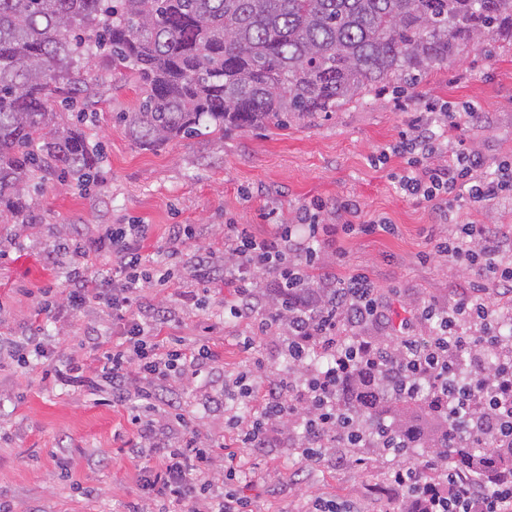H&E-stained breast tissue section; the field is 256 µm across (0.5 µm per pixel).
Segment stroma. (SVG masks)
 <instances>
[{"label": "stroma", "mask_w": 512, "mask_h": 512, "mask_svg": "<svg viewBox=\"0 0 512 512\" xmlns=\"http://www.w3.org/2000/svg\"><path fill=\"white\" fill-rule=\"evenodd\" d=\"M83 75L95 89L77 123L100 156L93 181L76 178L31 179L14 214L0 205V336L36 332L57 347L49 364L33 362L26 371L0 367V502L13 512H127L138 504L145 512H166L168 505L149 498L140 485L144 460L132 457L128 443L137 436L132 402L113 403L108 389H92L66 379H47L44 368L67 370L70 362H88L120 342L122 324L111 310L94 302L80 311L63 306L38 323L34 307L40 289L62 288L71 269L63 243L88 241L107 224H146V268L152 276L134 303L138 317L153 306L168 308L159 324L160 339H179L186 347L208 344L214 361L196 376L172 379L168 394L180 403L186 425L167 409L152 418L171 444H180L185 428L210 439L213 453H236L241 476L236 491L251 500L254 512H309L314 499L335 502L342 512H399L403 492L388 478L390 464L375 449L332 442L314 460L293 447L295 432L275 433L268 447H241L226 410L237 415L257 411L260 402L226 395L225 386L252 371L259 391L290 374L281 347L280 327L257 336L267 308L233 320L224 317V301L233 295L224 285V227L243 224L255 235L278 224H293L300 209L318 200L326 205L327 224H361L382 219L392 232L339 233L336 248H325L316 274L338 277L364 272L378 290L385 316L363 326L368 336L400 333L427 335L417 312L434 304L450 307L471 291L475 270L435 255L433 246L448 234L434 205L406 197L394 179L405 161L374 155L407 131L414 118L429 121L440 142L463 139L483 157L484 173L512 157V42L495 35L460 47L432 67L415 87L396 92L392 85L321 118L295 119L284 128L226 130L223 136L177 140L157 149L136 145L116 115L137 109L134 74L115 69L109 55L83 60ZM410 102L401 112L396 101ZM475 104L476 121L451 130L432 120L430 106ZM353 209H343V202ZM458 222L490 224L503 256L512 255V199L481 206L468 198L455 204ZM187 224L191 236L179 246L178 259L167 256L172 227ZM208 258L215 273L199 293L194 267ZM256 335L245 350V336Z\"/></svg>", "instance_id": "obj_1"}]
</instances>
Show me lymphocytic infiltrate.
Wrapping results in <instances>:
<instances>
[{"label":"lymphocytic infiltrate","instance_id":"1","mask_svg":"<svg viewBox=\"0 0 512 512\" xmlns=\"http://www.w3.org/2000/svg\"><path fill=\"white\" fill-rule=\"evenodd\" d=\"M413 131V137L398 148L399 154L408 158V168L399 180L406 194L435 204L442 211L462 194L478 204L512 195L511 159L501 160L493 173L484 175L480 172L481 157L463 142L455 141L448 145L447 165L434 167L416 156L426 135L418 125ZM147 233L144 224H115L90 246H75L78 256H86L91 250L106 253L115 258L116 265L74 269L67 297L71 309L80 310L92 301L105 304L113 318L123 322L125 336L105 351L94 367L74 362L69 370L80 375L91 373L118 402L125 401L133 374H141L144 384L135 391L137 399L146 410L154 411L164 402L162 391L171 375L211 361L213 353L205 344L190 353L175 344L161 345L148 323L129 317L131 305L150 282L143 254ZM335 233V228L321 223L316 213L304 214L295 224L277 225L273 233L263 237L250 234L238 224L224 227V237L230 244L224 285L234 293L224 305L225 316L241 317L260 289L276 292L285 299L288 309L285 354L289 362L304 369L301 378L280 379L276 387L265 392L257 414L248 418L242 430L243 447H264L273 428L288 422L303 428L297 445L303 457H314L320 439L329 434L354 445L351 428L336 426V383L342 366L375 358L382 350L398 354L407 395H416L420 382L426 380L448 397L456 435L483 426L497 436H511L512 366L498 369L492 379L469 385L458 376L459 358L468 344L461 332L462 324L478 326L486 343L497 345L488 288L494 285L512 291V264L501 260L499 247L486 226L459 225L434 246L437 255L478 271L481 281L472 295L450 309L423 307L417 317L429 325V336H399L382 349L369 341H346L339 330L343 322L357 327L382 316V304L365 274L353 273L342 279L326 276L321 285L332 291L327 311L304 293L307 268L315 264L322 248L332 243ZM316 347L333 356L327 369L307 365L308 354ZM294 388L299 391L298 398L287 400V392ZM134 453L151 462L144 475L145 489L171 505L189 502L192 512H253L250 501L228 486L238 477L235 454H227L225 482L217 484L212 474V450L197 431H189L175 447L153 423H144L138 430ZM390 479L397 487L412 491V512H512V472L500 474L488 484L449 471L437 482L423 485L419 468L397 464L390 471Z\"/></svg>","mask_w":512,"mask_h":512}]
</instances>
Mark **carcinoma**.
I'll return each instance as SVG.
<instances>
[{
	"label": "carcinoma",
	"mask_w": 512,
	"mask_h": 512,
	"mask_svg": "<svg viewBox=\"0 0 512 512\" xmlns=\"http://www.w3.org/2000/svg\"><path fill=\"white\" fill-rule=\"evenodd\" d=\"M512 40V0H0V200L36 174L88 177L97 151L51 103H82L76 62L106 51L137 74L141 99L120 112L136 143L285 127L355 102L386 80L410 88L462 44ZM511 335L487 355L492 374L512 360ZM389 362L356 368L336 388L339 414L383 450L434 449L436 469L489 478L512 471V446L483 431L448 437V403L429 393L381 394Z\"/></svg>",
	"instance_id": "carcinoma-1"
}]
</instances>
